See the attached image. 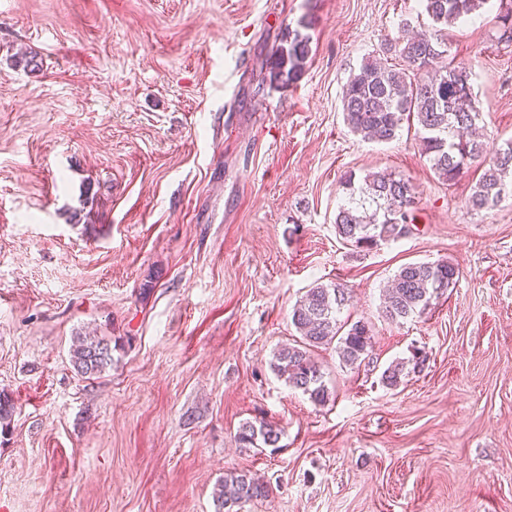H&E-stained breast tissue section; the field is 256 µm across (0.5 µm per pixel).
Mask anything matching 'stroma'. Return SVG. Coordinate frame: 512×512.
<instances>
[{"label": "stroma", "instance_id": "stroma-1", "mask_svg": "<svg viewBox=\"0 0 512 512\" xmlns=\"http://www.w3.org/2000/svg\"><path fill=\"white\" fill-rule=\"evenodd\" d=\"M431 21L421 0H0V512H216L228 471L270 494L241 512H512V199L466 201L413 135L367 143L342 121L365 59ZM312 53L266 75L286 28ZM35 51L41 69L17 62ZM469 64L487 152L512 141V40L492 10L448 29ZM412 183L408 237L362 251L335 229L348 173ZM461 274L392 323L401 266ZM342 282L368 362L314 351L317 405L270 369L294 304ZM116 341L84 378L77 337ZM427 357L397 388L392 361ZM266 421L277 449L241 450ZM271 55L269 82L276 87H287L300 79L311 53V37L300 28H287ZM425 362L426 356L422 355L420 352L414 354L411 363L410 360L407 362H393L382 372V383L387 387H397L401 381V376L404 374L407 363L412 365V372L419 373L423 370ZM281 434V429L275 425L246 421L240 425L236 440L240 448H259L262 445L276 448Z\"/></svg>", "mask_w": 512, "mask_h": 512}]
</instances>
